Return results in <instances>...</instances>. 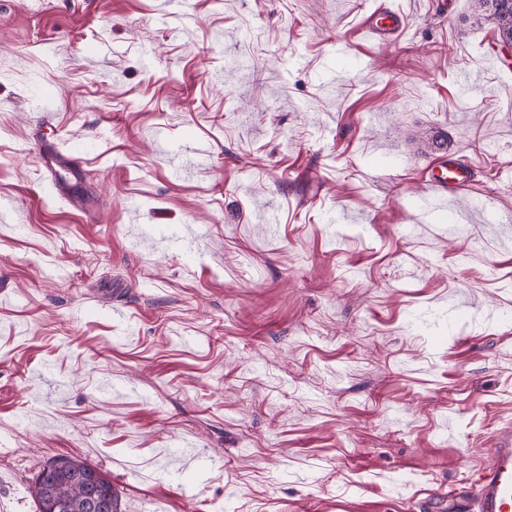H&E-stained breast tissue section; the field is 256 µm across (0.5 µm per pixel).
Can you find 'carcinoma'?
Segmentation results:
<instances>
[{
	"label": "carcinoma",
	"mask_w": 512,
	"mask_h": 512,
	"mask_svg": "<svg viewBox=\"0 0 512 512\" xmlns=\"http://www.w3.org/2000/svg\"><path fill=\"white\" fill-rule=\"evenodd\" d=\"M474 14L494 24L498 38L512 40V0H471ZM117 512V494L110 476L100 468L68 457L47 461L34 475L31 496L38 512H90L88 496Z\"/></svg>",
	"instance_id": "1"
}]
</instances>
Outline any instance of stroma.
Here are the masks:
<instances>
[{"label":"stroma","instance_id":"stroma-1","mask_svg":"<svg viewBox=\"0 0 512 512\" xmlns=\"http://www.w3.org/2000/svg\"><path fill=\"white\" fill-rule=\"evenodd\" d=\"M382 5L397 38L363 26ZM491 38L471 0H0V512H36L56 456L121 512H448L474 488L512 428ZM45 137L90 148L72 201ZM449 157L464 236L413 207ZM62 159H66L70 162H73V171H75L79 167V162L82 160L81 157H73V158H66L64 155H62L55 147L49 149L46 153V156L43 158L42 168L45 171V173L48 174L51 181L53 182L55 188L58 190V192L65 196L66 192H64V186L60 183V180L58 178V173L56 167L60 166V162Z\"/></svg>","mask_w":512,"mask_h":512}]
</instances>
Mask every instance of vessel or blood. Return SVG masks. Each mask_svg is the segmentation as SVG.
<instances>
[{"label": "vessel or blood", "mask_w": 512, "mask_h": 512, "mask_svg": "<svg viewBox=\"0 0 512 512\" xmlns=\"http://www.w3.org/2000/svg\"><path fill=\"white\" fill-rule=\"evenodd\" d=\"M405 26V16L387 8L365 19L366 29L378 37H396ZM466 177V169L456 161L434 166L428 179L429 191L417 203L422 215L436 217L443 197L461 187ZM448 498L454 512H512L511 428L496 435L489 459L478 477L475 498L457 490L449 491Z\"/></svg>", "instance_id": "b4317fda"}]
</instances>
